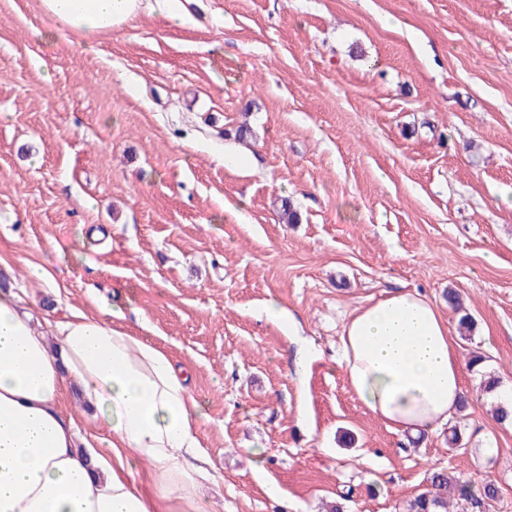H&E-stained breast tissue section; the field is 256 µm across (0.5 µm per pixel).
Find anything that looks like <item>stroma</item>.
<instances>
[{
  "mask_svg": "<svg viewBox=\"0 0 512 512\" xmlns=\"http://www.w3.org/2000/svg\"><path fill=\"white\" fill-rule=\"evenodd\" d=\"M185 9L51 35L41 0H0V289L187 370L209 512H403L437 469L497 486L459 512H512V425L476 371L460 454L447 429L388 430L338 363L358 307L414 289L453 328L452 289L476 320L460 362L482 352L512 383V0ZM272 298L296 325L264 317ZM66 410L79 446L111 455L77 392Z\"/></svg>",
  "mask_w": 512,
  "mask_h": 512,
  "instance_id": "1",
  "label": "stroma"
}]
</instances>
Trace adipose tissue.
<instances>
[{"instance_id": "ef3b65f1", "label": "adipose tissue", "mask_w": 512, "mask_h": 512, "mask_svg": "<svg viewBox=\"0 0 512 512\" xmlns=\"http://www.w3.org/2000/svg\"><path fill=\"white\" fill-rule=\"evenodd\" d=\"M143 3L42 0V8L53 30L94 34L123 28ZM340 344L352 388L389 430L432 432L458 409L457 341L426 295L395 290L355 309ZM73 384L111 430V458L77 448L62 409ZM201 414L186 372L157 346L79 311L38 332L13 294L0 292V512H204ZM143 461L150 495L136 481Z\"/></svg>"}]
</instances>
